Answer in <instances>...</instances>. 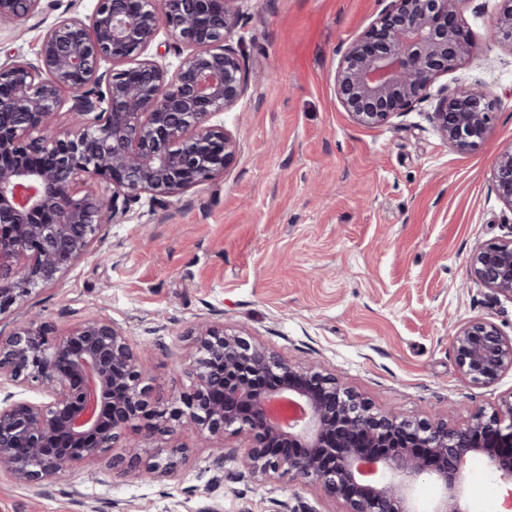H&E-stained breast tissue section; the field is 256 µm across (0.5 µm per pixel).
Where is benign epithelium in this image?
Here are the masks:
<instances>
[{
	"instance_id": "benign-epithelium-1",
	"label": "benign epithelium",
	"mask_w": 512,
	"mask_h": 512,
	"mask_svg": "<svg viewBox=\"0 0 512 512\" xmlns=\"http://www.w3.org/2000/svg\"><path fill=\"white\" fill-rule=\"evenodd\" d=\"M237 0H98L84 19L67 17L41 37L36 58L0 62V314L62 279L146 194L179 196L224 173L236 141L217 120L245 98L249 77L233 45ZM461 0H390L369 29L346 43L335 82L353 120L376 127L429 96L470 55ZM41 0H0V24L35 14ZM494 32H512L503 0ZM186 56L171 71L148 53L160 33ZM72 92L70 101L62 93ZM67 109L61 135L56 117ZM491 93L468 88L432 113L460 152L485 138ZM498 199L512 209V150L493 169ZM109 184L110 193L96 188ZM474 281L512 301V236L480 247ZM194 336L189 390L162 400L148 383L149 355L113 321L90 317L63 334L36 317L0 332V469L26 485L55 478L105 448L112 466L142 465L148 437L193 430L206 441L234 434L248 443L255 474L281 469L345 500L347 512H471L463 471L487 458L495 480L512 484V391L461 426L382 413L318 365L292 367L222 324ZM461 376L491 385L512 372V336L490 321L453 336ZM185 446L154 448L147 470L168 473ZM431 479L437 496L419 502Z\"/></svg>"
}]
</instances>
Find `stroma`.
Listing matches in <instances>:
<instances>
[{"label":"stroma","mask_w":512,"mask_h":512,"mask_svg":"<svg viewBox=\"0 0 512 512\" xmlns=\"http://www.w3.org/2000/svg\"><path fill=\"white\" fill-rule=\"evenodd\" d=\"M389 0H239L247 96L224 113L237 153L224 174L164 201L142 196L56 284L33 291L0 329L37 313L66 330L111 318L154 353L162 395L190 385L193 329L221 322L294 366L320 363L377 410L452 425L512 391V373L482 386L460 374L452 337L495 323L512 336V301L476 284L471 258L512 233L492 173L512 149V44L492 22L502 0H462L474 49L427 100L377 127L357 125L336 97L341 43ZM97 0H42L0 26V60L34 59L61 17ZM480 86L496 99L483 143L462 153L436 131L444 95ZM170 477L113 474L116 448L38 486L0 470V512H346L286 472L255 478L242 441L216 458L189 429ZM473 512H512V487L469 461Z\"/></svg>","instance_id":"obj_1"}]
</instances>
